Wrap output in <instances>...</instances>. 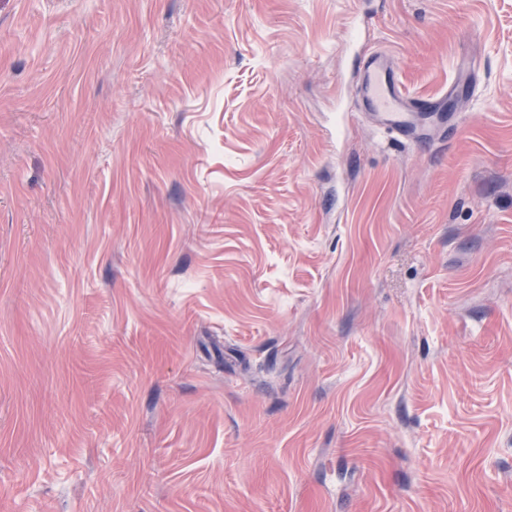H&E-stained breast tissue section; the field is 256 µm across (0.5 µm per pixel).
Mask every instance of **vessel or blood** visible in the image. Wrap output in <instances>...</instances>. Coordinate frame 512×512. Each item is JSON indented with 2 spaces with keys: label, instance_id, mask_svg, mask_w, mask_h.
<instances>
[{
  "label": "vessel or blood",
  "instance_id": "vessel-or-blood-1",
  "mask_svg": "<svg viewBox=\"0 0 512 512\" xmlns=\"http://www.w3.org/2000/svg\"><path fill=\"white\" fill-rule=\"evenodd\" d=\"M434 105V98L414 97L404 90L386 51L374 47L363 52L357 79L349 89V111L366 115L385 132L410 140L416 134L414 115L431 111Z\"/></svg>",
  "mask_w": 512,
  "mask_h": 512
}]
</instances>
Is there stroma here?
Segmentation results:
<instances>
[{
	"instance_id": "1",
	"label": "stroma",
	"mask_w": 512,
	"mask_h": 512,
	"mask_svg": "<svg viewBox=\"0 0 512 512\" xmlns=\"http://www.w3.org/2000/svg\"><path fill=\"white\" fill-rule=\"evenodd\" d=\"M0 512H512V0H0ZM457 84L448 86V93ZM420 98L407 93L400 82L392 57L380 48H368L358 60L357 79L349 89L347 112L365 114L375 126L403 140L417 136L413 117L430 112L435 102L445 97Z\"/></svg>"
}]
</instances>
